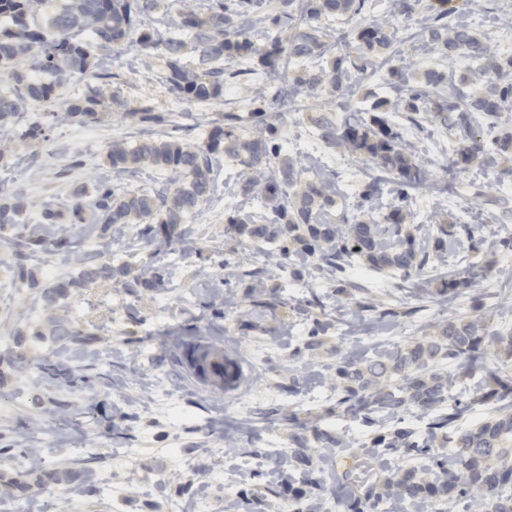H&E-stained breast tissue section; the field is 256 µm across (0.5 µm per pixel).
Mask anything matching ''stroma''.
Wrapping results in <instances>:
<instances>
[{"mask_svg": "<svg viewBox=\"0 0 512 512\" xmlns=\"http://www.w3.org/2000/svg\"><path fill=\"white\" fill-rule=\"evenodd\" d=\"M392 11L391 0H372L362 14L323 25L352 43L370 19L391 18L402 38L395 66L419 74L448 68L456 78L471 69V61L449 64L429 48L424 10L397 18ZM464 11L482 15L474 31L496 52L512 55V0H471ZM141 58L133 50L109 52V83L99 82L94 66L70 74L61 100L97 86L105 97H118L119 107L86 126L59 112L32 113L41 137L14 141L13 162L0 165V202L29 204L25 223L0 234V460L9 462L0 467V512H280L292 500V483L314 494L334 471L360 464L381 478L402 467H430L428 453L369 456L366 442L387 425L337 414L336 365L345 356L377 359L455 319L480 315L489 331L512 333V250L500 245L512 238V194L504 193L495 169L474 166L448 180L447 191L412 194L408 222L416 235L436 232L419 223L421 210L451 211L455 223L473 230L449 247L446 269L458 274L477 263L486 275L446 295L423 274L406 278L357 259L339 282L319 270L317 259L232 241L228 216L263 206L240 194L244 171L226 154L212 200L170 235L145 238L137 224L119 233L105 224L40 223L44 207L66 210L76 191L109 173L115 142L140 144L175 132L200 144L225 108L246 112L274 95L258 76L206 104L179 102L159 82L160 49L150 56V75H143ZM396 97L388 70H370L353 90L317 92L307 107L364 115L376 100ZM148 100L157 120L143 125L132 112ZM395 122L434 180L443 179L453 132L430 121L420 130L400 116ZM278 136L283 156L309 158L308 178L335 181L338 206L355 213L370 162L327 146L303 116L279 125ZM87 265L111 267L112 279L78 284ZM146 270L160 276L159 287L139 284ZM28 271L38 287L22 281ZM368 299L376 313L360 310ZM319 322L326 329L318 333ZM61 327L79 338L58 337ZM200 336L244 363L247 379L230 397L195 387L183 372L179 347ZM447 369L456 376L452 398L470 406L460 428L491 416L493 401L480 399L483 371L457 361ZM228 400L244 410L226 412ZM292 412L298 425L288 423ZM317 429L342 437L343 447L315 449L309 466L292 461V436ZM49 472L57 482L46 481Z\"/></svg>", "mask_w": 512, "mask_h": 512, "instance_id": "35a3bbf8", "label": "stroma"}]
</instances>
